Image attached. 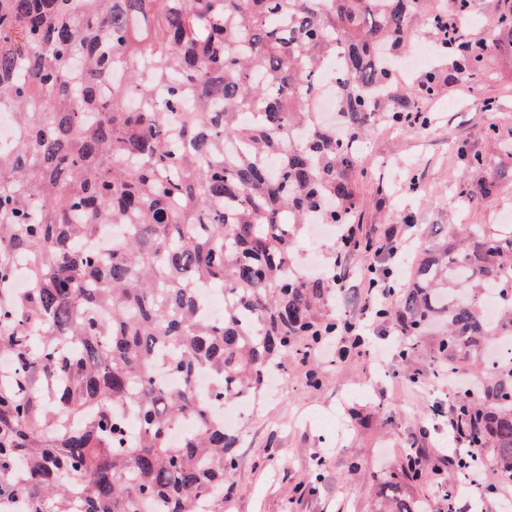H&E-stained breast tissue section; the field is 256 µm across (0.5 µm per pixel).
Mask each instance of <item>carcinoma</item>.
Segmentation results:
<instances>
[{
    "mask_svg": "<svg viewBox=\"0 0 512 512\" xmlns=\"http://www.w3.org/2000/svg\"><path fill=\"white\" fill-rule=\"evenodd\" d=\"M472 0H0V112L22 140L0 152V287L31 264L39 285L0 296V500L25 512H224L238 435L212 405L255 395L288 356L336 334L318 311L335 273L291 275L299 231L346 224L361 140L414 112L427 73L398 95L391 60ZM152 17L155 36L132 22ZM470 39L452 71L512 52ZM338 68V125L317 111ZM104 224L124 235L92 246ZM224 288V316L198 289ZM501 314L488 323L483 291ZM445 317L435 344L458 371L489 337L512 336V230L437 243L397 318L412 342ZM211 374V400L193 381ZM168 372L176 387L158 378ZM466 429L512 481V357L493 362ZM133 408L132 435L122 412ZM193 419L199 432H171Z\"/></svg>",
    "mask_w": 512,
    "mask_h": 512,
    "instance_id": "1",
    "label": "carcinoma"
}]
</instances>
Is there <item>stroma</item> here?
<instances>
[{
  "instance_id": "35a3bbf8",
  "label": "stroma",
  "mask_w": 512,
  "mask_h": 512,
  "mask_svg": "<svg viewBox=\"0 0 512 512\" xmlns=\"http://www.w3.org/2000/svg\"><path fill=\"white\" fill-rule=\"evenodd\" d=\"M430 66L440 77L433 96L420 104L435 116L430 128L374 126L353 175L360 237L376 238L391 224L414 226L398 287L402 297L415 263L449 230L465 236L512 227V55H493L481 75L457 82L449 78L448 57L433 58ZM473 153L497 182L471 202L460 192L473 181L464 168L465 155ZM341 260L346 286L330 290L321 314L356 320L365 303L358 276L364 260L355 254ZM444 328L435 324L404 366L390 351L395 337L381 325L369 326L365 345L343 360L289 361L287 388L258 395L242 421L224 512H378L395 497L426 512H448L447 501L428 484L408 478L394 487L387 483L410 453L420 452L429 471L450 450L445 414L454 389L437 375L434 350ZM407 367L419 372L420 385L405 383ZM323 415L337 416L342 431L324 427Z\"/></svg>"
}]
</instances>
